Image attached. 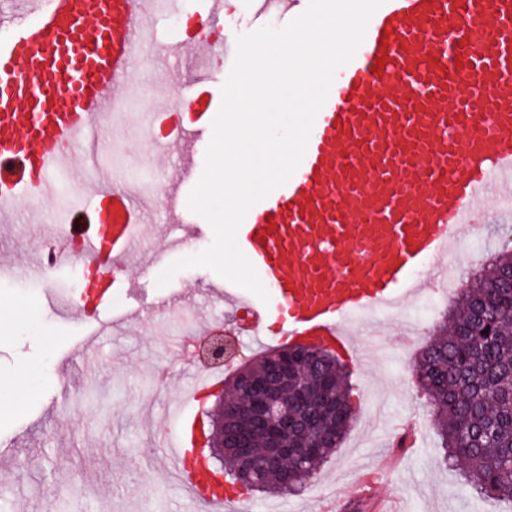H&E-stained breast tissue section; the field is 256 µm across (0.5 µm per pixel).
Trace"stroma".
Here are the masks:
<instances>
[{
	"label": "stroma",
	"mask_w": 512,
	"mask_h": 512,
	"mask_svg": "<svg viewBox=\"0 0 512 512\" xmlns=\"http://www.w3.org/2000/svg\"><path fill=\"white\" fill-rule=\"evenodd\" d=\"M197 0H157L148 24L149 46L164 47L178 38L176 18L192 14ZM194 57L142 58L129 81L127 111L114 113L122 132L116 150L100 149L99 165L112 176L147 172L145 193L168 189V171L177 157L160 162L144 142L145 128L169 100L165 74L178 69V96L190 91ZM95 168L82 155L69 157L53 173L54 196L32 209L20 195L0 227V259L13 265L0 275V313L10 320L9 337L0 338V396L12 398L0 413V448L14 467L0 474V512H205L174 482L162 481L165 442L175 432L169 407L183 402L208 419L210 399L184 401L188 362L170 353L164 336H196L193 303L204 302L205 286L219 277L206 268L179 272L157 287L138 266L113 270L120 294L114 313L150 307L157 297L170 299L166 312L143 316L99 336L94 351L82 350L87 324L97 316L82 311L78 298L84 271L76 257L64 255L41 287L33 257L56 227L79 212L93 214L100 202L90 182ZM470 236L455 246L449 261L460 282L482 262L512 249V216L485 210L474 214ZM442 318L431 294L409 300L385 324L387 354L378 361L349 364L346 382L357 415L341 445L322 471L291 496L247 493L245 512H310L329 493L343 512H371L372 502L388 501L398 512H512L508 502H487L463 486L456 471L439 465L442 450L432 429L426 402L413 379L411 363ZM382 469L384 482L370 501L357 497L365 471Z\"/></svg>",
	"instance_id": "35a3bbf8"
}]
</instances>
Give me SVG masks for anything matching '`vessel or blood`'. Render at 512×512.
<instances>
[{"instance_id":"vessel-or-blood-1","label":"vessel or blood","mask_w":512,"mask_h":512,"mask_svg":"<svg viewBox=\"0 0 512 512\" xmlns=\"http://www.w3.org/2000/svg\"><path fill=\"white\" fill-rule=\"evenodd\" d=\"M154 0H29L9 17L0 41V183L53 195L51 173L77 132L126 98L134 61L148 41ZM200 0L193 34L170 55L213 50L200 36L225 10ZM309 0H253L256 17L290 20ZM197 75L180 106L177 142H201L220 108ZM121 212L111 238L88 232L84 262L112 255L127 264L145 204L98 190ZM500 212L512 200V0H385L354 58L340 68L318 111L302 161L289 181L254 204L240 225V249L270 288L249 301L228 283L206 296L238 307L251 345L266 344L268 323L294 347L357 357L355 325L398 310L425 292L416 269L441 282L449 250L469 232L479 197ZM171 414L172 474L208 512H225L208 468L190 464L203 440L183 406Z\"/></svg>"}]
</instances>
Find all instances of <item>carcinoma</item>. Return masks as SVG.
<instances>
[{
    "mask_svg": "<svg viewBox=\"0 0 512 512\" xmlns=\"http://www.w3.org/2000/svg\"><path fill=\"white\" fill-rule=\"evenodd\" d=\"M512 252L499 255L460 290L440 327L416 354L412 370L433 418L442 461L461 465L465 479L486 500L512 502ZM286 349L263 353L249 373L268 383L271 396L288 403L300 427L266 432L252 410L239 376L224 384V399L237 405L224 416L221 462L248 490L297 494L320 472L349 430L355 407L343 387L345 364L331 350L305 348L301 370L274 372ZM286 448L278 466L253 471L241 463L240 449L261 455Z\"/></svg>",
    "mask_w": 512,
    "mask_h": 512,
    "instance_id": "obj_1",
    "label": "carcinoma"
}]
</instances>
